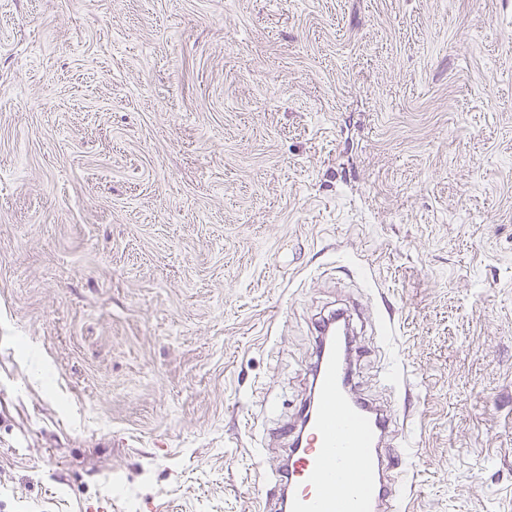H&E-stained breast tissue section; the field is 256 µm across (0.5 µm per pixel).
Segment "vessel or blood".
<instances>
[{
    "instance_id": "1",
    "label": "vessel or blood",
    "mask_w": 512,
    "mask_h": 512,
    "mask_svg": "<svg viewBox=\"0 0 512 512\" xmlns=\"http://www.w3.org/2000/svg\"><path fill=\"white\" fill-rule=\"evenodd\" d=\"M336 320L315 325L309 396L298 422L279 429L288 452L271 471L267 512H399L407 472L399 411L357 394L352 346L335 335Z\"/></svg>"
}]
</instances>
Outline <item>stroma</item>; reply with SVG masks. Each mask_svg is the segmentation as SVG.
Segmentation results:
<instances>
[{"label": "stroma", "mask_w": 512, "mask_h": 512, "mask_svg": "<svg viewBox=\"0 0 512 512\" xmlns=\"http://www.w3.org/2000/svg\"><path fill=\"white\" fill-rule=\"evenodd\" d=\"M334 310L512 512V0H0V512H261Z\"/></svg>", "instance_id": "stroma-1"}]
</instances>
